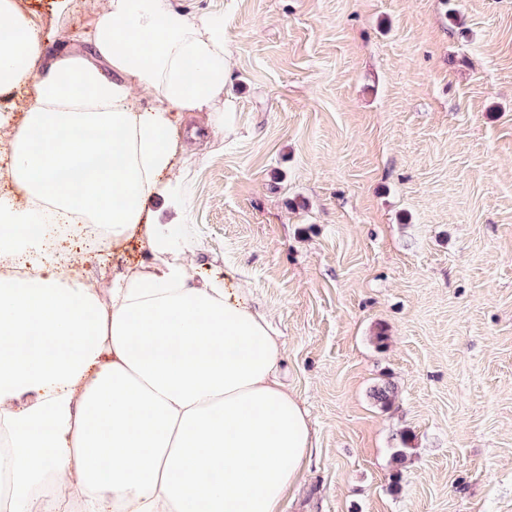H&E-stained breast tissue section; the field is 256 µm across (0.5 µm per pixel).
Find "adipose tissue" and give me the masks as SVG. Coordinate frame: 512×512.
I'll return each mask as SVG.
<instances>
[{
    "label": "adipose tissue",
    "instance_id": "obj_1",
    "mask_svg": "<svg viewBox=\"0 0 512 512\" xmlns=\"http://www.w3.org/2000/svg\"><path fill=\"white\" fill-rule=\"evenodd\" d=\"M0 28V96L22 98L0 140V262L30 271L0 277V512H283L311 426L275 331L246 288L196 276L184 224L149 219L155 195L179 194L177 115L222 128L233 106L223 16L106 0L84 51L50 58L16 0ZM56 224L108 225L150 262L99 295ZM69 471L72 494L57 489Z\"/></svg>",
    "mask_w": 512,
    "mask_h": 512
}]
</instances>
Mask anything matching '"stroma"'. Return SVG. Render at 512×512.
Wrapping results in <instances>:
<instances>
[{
    "label": "stroma",
    "mask_w": 512,
    "mask_h": 512,
    "mask_svg": "<svg viewBox=\"0 0 512 512\" xmlns=\"http://www.w3.org/2000/svg\"><path fill=\"white\" fill-rule=\"evenodd\" d=\"M19 2L51 52L103 6ZM172 4L224 17L234 106L186 222L309 415L284 512H512V0ZM112 256L71 262L103 294Z\"/></svg>",
    "instance_id": "stroma-1"
}]
</instances>
